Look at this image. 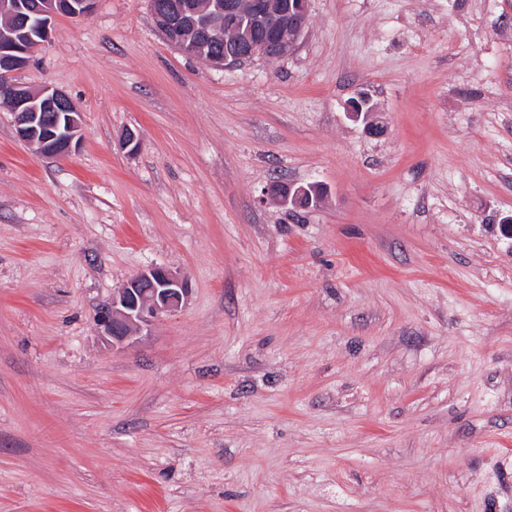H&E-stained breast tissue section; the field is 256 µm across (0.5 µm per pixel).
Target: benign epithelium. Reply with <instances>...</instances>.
I'll return each mask as SVG.
<instances>
[{"mask_svg":"<svg viewBox=\"0 0 512 512\" xmlns=\"http://www.w3.org/2000/svg\"><path fill=\"white\" fill-rule=\"evenodd\" d=\"M93 4L94 0H0V17L7 20L0 27V92L12 101L18 138L48 157H64L77 146L82 115L65 92L51 87L32 92L15 83L14 75L28 65L34 49L48 40L56 16L86 20ZM151 5L155 25L176 47L187 46L182 38L187 22L192 23L199 38L224 32V52L210 59V64L224 68L237 66L248 57L272 60L287 56L309 24V0H296L286 10L275 0H223L207 14L181 0L166 5L153 0ZM244 13L256 28L272 32V39L258 43L246 35H233ZM346 115L363 123L368 133H382V127L371 120V113L349 109ZM262 193L284 206L299 209L306 188L280 182ZM187 295L184 276L160 266L148 267L130 278L103 305L99 315L102 335L114 345L124 344L151 318L181 308Z\"/></svg>","mask_w":512,"mask_h":512,"instance_id":"obj_1","label":"benign epithelium"}]
</instances>
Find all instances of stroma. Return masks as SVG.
Returning <instances> with one entry per match:
<instances>
[{
  "mask_svg": "<svg viewBox=\"0 0 512 512\" xmlns=\"http://www.w3.org/2000/svg\"><path fill=\"white\" fill-rule=\"evenodd\" d=\"M309 14L222 69L96 0L18 73L82 130L47 157L0 104V512H512V0ZM155 265L187 299L111 347ZM313 196L312 207H315L324 197V189L318 183H308L304 185ZM304 186L296 187L294 184L275 183L262 190L263 195L271 196L277 199L283 206L300 209L302 201L307 192Z\"/></svg>",
  "mask_w": 512,
  "mask_h": 512,
  "instance_id": "stroma-1",
  "label": "stroma"
}]
</instances>
